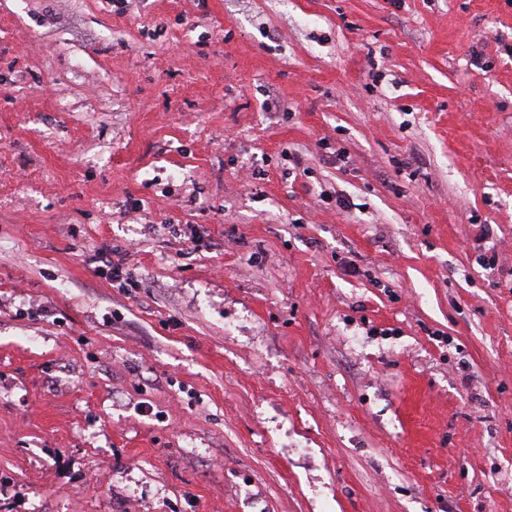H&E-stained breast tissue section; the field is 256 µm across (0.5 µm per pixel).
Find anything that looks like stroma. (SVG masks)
Listing matches in <instances>:
<instances>
[{
  "mask_svg": "<svg viewBox=\"0 0 512 512\" xmlns=\"http://www.w3.org/2000/svg\"><path fill=\"white\" fill-rule=\"evenodd\" d=\"M0 512H512V0H0ZM128 252L113 250L102 253L97 259V274L110 281L111 285L119 284L118 288H127V285L135 288L137 281H133L131 270L127 264Z\"/></svg>",
  "mask_w": 512,
  "mask_h": 512,
  "instance_id": "obj_1",
  "label": "stroma"
}]
</instances>
